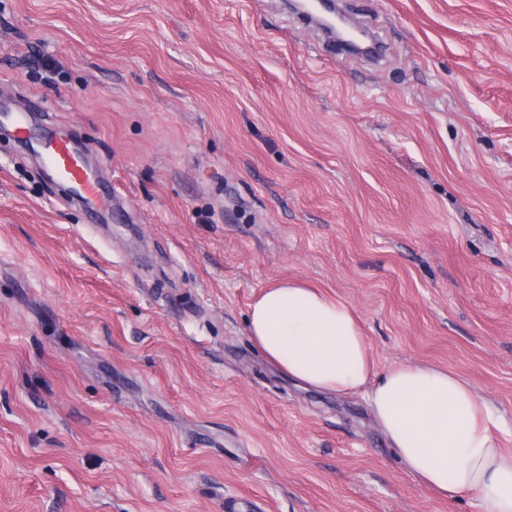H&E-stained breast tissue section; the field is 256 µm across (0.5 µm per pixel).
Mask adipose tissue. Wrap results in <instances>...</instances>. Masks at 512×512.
<instances>
[{"label": "adipose tissue", "instance_id": "1", "mask_svg": "<svg viewBox=\"0 0 512 512\" xmlns=\"http://www.w3.org/2000/svg\"><path fill=\"white\" fill-rule=\"evenodd\" d=\"M248 332L296 384L338 397L367 391L398 461L439 498L469 495L479 512H512V455L491 432L495 410L455 372L412 364L377 370L353 307L294 281L261 292Z\"/></svg>", "mask_w": 512, "mask_h": 512}]
</instances>
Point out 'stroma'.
Returning <instances> with one entry per match:
<instances>
[{"mask_svg":"<svg viewBox=\"0 0 512 512\" xmlns=\"http://www.w3.org/2000/svg\"><path fill=\"white\" fill-rule=\"evenodd\" d=\"M336 6L381 57L286 0H0V100L112 196L0 139V512H476L248 335L263 288L321 289L512 453V0ZM42 152L49 173L80 186L86 196L99 199L103 204L109 202L110 197L101 192L100 185L85 181L83 169L69 141H50Z\"/></svg>","mask_w":512,"mask_h":512,"instance_id":"obj_1","label":"stroma"}]
</instances>
